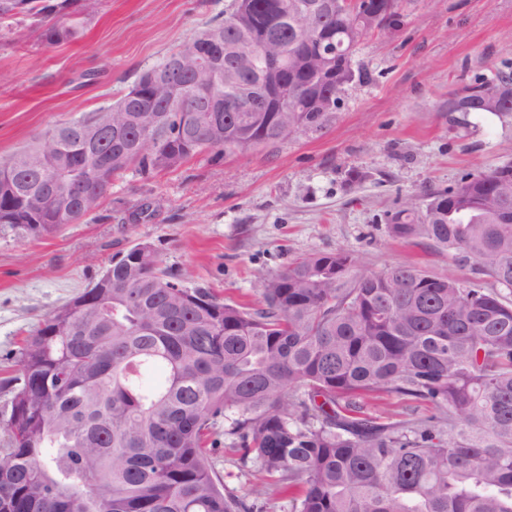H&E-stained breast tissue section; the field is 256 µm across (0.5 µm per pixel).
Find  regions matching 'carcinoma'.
Returning <instances> with one entry per match:
<instances>
[{
	"instance_id": "cac0c4a2",
	"label": "carcinoma",
	"mask_w": 512,
	"mask_h": 512,
	"mask_svg": "<svg viewBox=\"0 0 512 512\" xmlns=\"http://www.w3.org/2000/svg\"><path fill=\"white\" fill-rule=\"evenodd\" d=\"M43 39H75L99 0H16ZM297 0H232L224 17L176 52L184 85L156 130L139 124L169 96L139 77L103 119L57 123L0 159V232L40 239L94 212L112 179L135 166L171 170L207 150L246 153L324 132L336 110L298 93L327 66L334 97L354 81L355 47L401 23L399 0H369L315 23ZM274 39L288 46L278 81L286 112H237L234 68ZM213 70L196 76L198 53ZM220 100L221 111L201 103ZM459 111L512 119V72L448 95ZM51 145L58 181L27 161ZM389 232L479 264L455 281L411 263L381 272L346 252L297 259L259 278L255 302L182 286L148 243L106 267L112 287L85 289L25 337L3 383L8 446L0 450V512H253L211 464L221 422L262 495L296 490L292 512H512V162L388 215ZM427 413L383 422L368 397Z\"/></svg>"
}]
</instances>
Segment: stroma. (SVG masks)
<instances>
[{
    "mask_svg": "<svg viewBox=\"0 0 512 512\" xmlns=\"http://www.w3.org/2000/svg\"><path fill=\"white\" fill-rule=\"evenodd\" d=\"M230 0H101L74 40L47 45L23 16L0 18V158L52 125L120 98L189 42ZM402 21L357 45L360 81L321 134L247 153L203 152L173 170L131 168L98 209L38 240L0 233V379L14 375L24 336L94 282L112 257L153 246L189 288L253 301L260 275L297 257L350 252L380 271L412 261L465 281L460 261L391 235L388 213L464 174L512 161V121L452 112L450 92L512 64V0H400ZM213 467L251 494L253 467L219 436Z\"/></svg>",
    "mask_w": 512,
    "mask_h": 512,
    "instance_id": "stroma-1",
    "label": "stroma"
}]
</instances>
